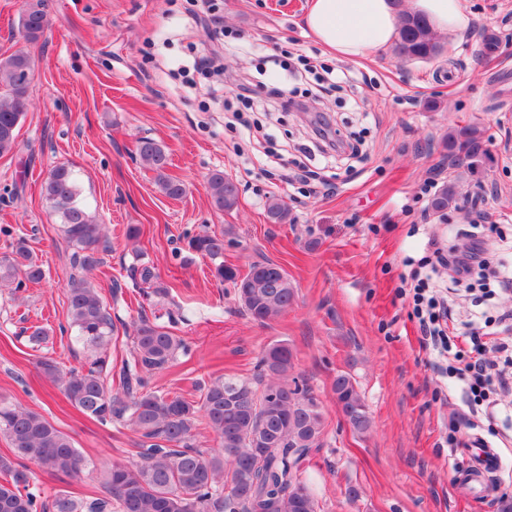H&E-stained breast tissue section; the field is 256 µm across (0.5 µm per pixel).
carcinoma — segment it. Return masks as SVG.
I'll return each instance as SVG.
<instances>
[{
	"label": "carcinoma",
	"mask_w": 512,
	"mask_h": 512,
	"mask_svg": "<svg viewBox=\"0 0 512 512\" xmlns=\"http://www.w3.org/2000/svg\"><path fill=\"white\" fill-rule=\"evenodd\" d=\"M49 26L44 0H25L19 19L24 38L36 41ZM443 46L422 17L403 16L395 55L404 60H429ZM32 61L16 52L0 57V156L17 152V130L30 103ZM448 156L457 166L472 168L487 156L483 132L475 124L458 126L446 135ZM142 163L158 173L160 190L168 197L185 194L182 181L168 177V153L154 139L138 141ZM215 208H237L239 188L222 172L208 180ZM59 231L74 249L72 273L65 288L67 322L76 339L91 352L79 370L65 374L45 359V377L60 385L70 405L102 425L129 427L139 440V461L115 463L103 471L106 497L76 498L61 490L43 499L31 490L26 462L55 475L72 477L84 471L86 459L69 435L42 414L0 400V436L12 455H0V512H317L318 502L304 476L303 464L322 445L324 420L305 380L294 374V355L283 343L269 345L257 365L255 381L217 378L202 389L199 400L171 396L150 386V376L167 369L186 350L185 341L169 326L146 315L134 323L131 358L112 374L109 345L116 325L90 274L101 265L99 247L106 245L104 225L81 198L77 175L68 163L53 167L41 186ZM457 186L446 182L433 195L436 213L458 208ZM275 223L288 218L276 197L267 203ZM189 249L214 263V276L234 289L246 315L264 324L286 311L295 298L287 271L265 261L248 272L224 263V234L188 239ZM135 278L156 295L164 293L156 268L141 264ZM46 277L43 265L19 236L0 256V287L20 289ZM332 391L340 411L358 434L371 427V417L355 381L336 375ZM214 434L213 454L195 446L198 435Z\"/></svg>",
	"instance_id": "carcinoma-1"
}]
</instances>
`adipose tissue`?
I'll list each match as a JSON object with an SVG mask.
<instances>
[{
  "label": "adipose tissue",
  "instance_id": "1",
  "mask_svg": "<svg viewBox=\"0 0 512 512\" xmlns=\"http://www.w3.org/2000/svg\"><path fill=\"white\" fill-rule=\"evenodd\" d=\"M405 11L442 35H463L469 24L464 0H309L305 25L329 54L365 60L395 40Z\"/></svg>",
  "mask_w": 512,
  "mask_h": 512
}]
</instances>
